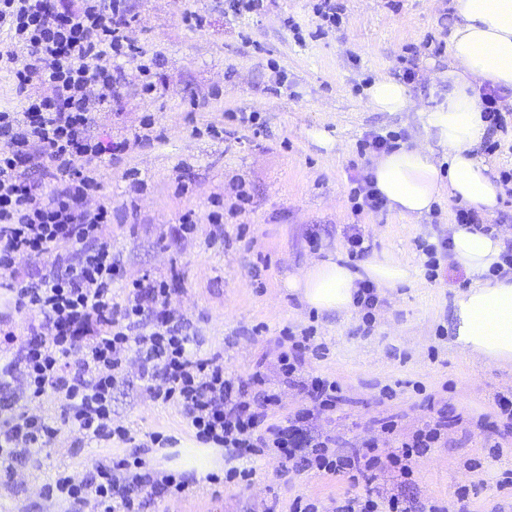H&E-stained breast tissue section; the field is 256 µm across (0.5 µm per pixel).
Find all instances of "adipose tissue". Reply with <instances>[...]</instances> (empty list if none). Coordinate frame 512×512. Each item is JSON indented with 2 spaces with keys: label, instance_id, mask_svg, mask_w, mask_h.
<instances>
[{
  "label": "adipose tissue",
  "instance_id": "1",
  "mask_svg": "<svg viewBox=\"0 0 512 512\" xmlns=\"http://www.w3.org/2000/svg\"><path fill=\"white\" fill-rule=\"evenodd\" d=\"M454 8L447 100L420 111L423 138L383 155L371 168L390 208L408 218L430 212L444 193L487 212L498 206L491 167L478 152L487 134L478 92L486 83L512 90V0H454ZM412 105L407 88L392 79H379L367 90L365 106L371 111L404 112ZM503 250L502 236L462 224L450 227V259L473 278L454 298V343L466 355L512 363V275L488 276ZM361 275L393 288L409 282L412 269L386 255L366 262L358 274L343 259L329 258L288 276L284 287L309 309L346 312Z\"/></svg>",
  "mask_w": 512,
  "mask_h": 512
}]
</instances>
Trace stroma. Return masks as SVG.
Wrapping results in <instances>:
<instances>
[{
    "instance_id": "1",
    "label": "stroma",
    "mask_w": 512,
    "mask_h": 512,
    "mask_svg": "<svg viewBox=\"0 0 512 512\" xmlns=\"http://www.w3.org/2000/svg\"><path fill=\"white\" fill-rule=\"evenodd\" d=\"M340 26L320 27L314 0H270L264 14L225 13L224 0H128L134 20L128 36L146 53H161L156 91L143 95L140 61L123 60L127 89L120 102L96 116L93 132L101 138H134L144 119L153 138L122 159L103 161L102 185L84 202L92 209L112 208L105 235L119 255L112 283L122 301L131 282L145 275L180 279L171 306L191 319L201 355L220 354L226 372L265 375V388L278 397L276 417L305 404L299 388L279 371L283 331H315L316 353L306 358L304 376L337 381L342 400L336 410L316 416L323 434L339 436L341 451L372 441L385 455L446 405L458 421L440 442L413 463L408 496L438 503L449 512H512V489H498L512 469V431L506 429L494 398L512 394V364L475 359L457 351L452 336L456 291L471 279L455 265L426 275L419 240L447 237L455 221L456 199L445 196L419 219L393 210L354 214L349 202L352 167L368 170L374 152H360L365 138L399 133L412 146L422 133L419 110L437 105L448 86L438 74L448 69L447 41L454 19L453 0H340ZM205 18L203 27L183 15ZM293 18L295 28L284 25ZM415 103L405 112H371L366 90L382 76L401 78L405 66ZM288 75L276 86L277 70ZM509 130L497 133L482 151L495 173L512 169V91L500 102ZM255 112L259 127L241 125L239 113ZM325 131L336 143L324 151L312 131ZM247 201H240V192ZM223 203L226 242H210L213 198ZM196 222L193 234L172 238L170 230L184 213ZM359 225L371 255H389L415 270L411 282L379 288L380 303L371 330H364L358 309L316 313L289 294L283 282L312 261L335 253L347 256L348 225ZM123 384L112 394L114 424L132 439L81 441L64 423L54 400L36 403L35 413L50 417L59 432L38 464L18 466L11 487L0 485V512H67L44 498L42 488L58 471L83 476L98 463L128 456L154 433L169 438L151 447L152 468L172 472L181 449L197 446L176 404L153 400L137 378L136 350L127 353ZM396 421L394 433L382 432L383 419ZM500 445V456L489 455ZM256 471L252 481L228 483L202 476L189 490L155 500L146 512H263L275 505L290 512L295 499L329 505L344 495H363L365 485L310 470L295 471L274 455L237 460ZM469 496L458 503L456 490Z\"/></svg>"
}]
</instances>
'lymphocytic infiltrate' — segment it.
Here are the masks:
<instances>
[{"label":"lymphocytic infiltrate","instance_id":"1","mask_svg":"<svg viewBox=\"0 0 512 512\" xmlns=\"http://www.w3.org/2000/svg\"><path fill=\"white\" fill-rule=\"evenodd\" d=\"M132 16L127 0H78L59 10L54 0H0V72L13 73L25 92L23 111L0 110V268L13 271L12 310L0 315V483L12 484L16 467L37 462L56 438L48 417L28 405L52 395L60 416L90 439L129 441V430L112 421V393L136 348L139 378L153 399L177 403L195 436L224 448L228 460L275 452L295 470L342 475L368 486L365 496L332 500L329 507L296 499L291 512H412L402 494L377 487L379 475L406 485L412 461L426 454L447 429L446 418L425 424L395 450L380 456L340 454L336 439L315 434L317 412L335 409L337 382L303 377L304 333L280 368L310 404L276 421V395L264 389L261 372L247 380L226 375L219 356L200 357L191 346L194 325L170 308L168 280L150 275L132 282L123 303L112 297L120 259L104 231L112 209L84 208L98 191L95 176L103 156L118 158L129 140L103 141L90 133L96 112L118 100L125 80L120 59L141 57L127 35ZM28 61L18 65V51ZM47 85L51 95L37 94ZM102 95H92V87ZM41 157H34L33 146ZM33 270L16 271L18 257ZM24 317L22 326L14 314ZM185 474L150 468L140 456L97 464L77 477L62 473L46 484L48 499L69 503L73 512H144L147 503L188 489Z\"/></svg>","mask_w":512,"mask_h":512}]
</instances>
